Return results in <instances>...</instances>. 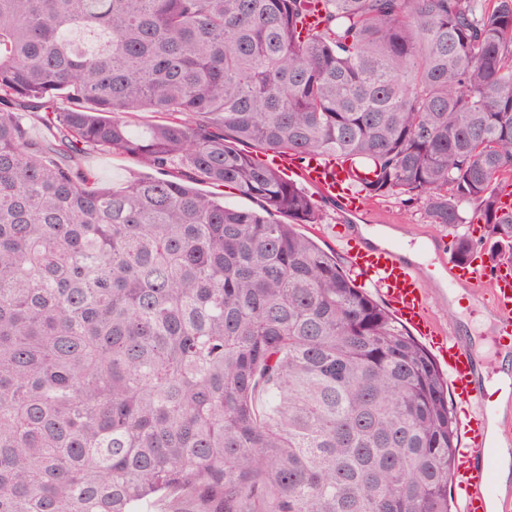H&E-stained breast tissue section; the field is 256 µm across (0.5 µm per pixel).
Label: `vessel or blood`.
<instances>
[{
    "instance_id": "obj_1",
    "label": "vessel or blood",
    "mask_w": 512,
    "mask_h": 512,
    "mask_svg": "<svg viewBox=\"0 0 512 512\" xmlns=\"http://www.w3.org/2000/svg\"><path fill=\"white\" fill-rule=\"evenodd\" d=\"M270 162L296 174L321 196L335 202L340 212L353 217L363 212L364 198L348 186V164L335 157L321 156L299 165L294 157L283 154L272 156ZM346 258L357 276L376 288L407 327L442 345L451 393L459 404L469 408L465 418L458 422L461 447L455 481L466 492L462 512H491L497 501L512 512V500L502 498L495 481L496 458L491 449L495 443L512 444V420L501 417L498 405L481 381V353L467 350L455 337L446 335L433 319L421 267L409 260L399 245L389 243L374 248L362 242L349 246ZM440 261L448 272L447 288L462 286L476 296H491L498 334L511 336L512 269L505 267L490 275L481 264L472 261L462 263L445 255Z\"/></svg>"
}]
</instances>
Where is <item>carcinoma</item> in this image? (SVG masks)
<instances>
[{
  "instance_id": "carcinoma-1",
  "label": "carcinoma",
  "mask_w": 512,
  "mask_h": 512,
  "mask_svg": "<svg viewBox=\"0 0 512 512\" xmlns=\"http://www.w3.org/2000/svg\"><path fill=\"white\" fill-rule=\"evenodd\" d=\"M256 151L512 265V0H0V512H450L448 380ZM81 163L99 182L113 187L124 186L137 178L162 177L155 170L144 167L137 158L124 154L89 151Z\"/></svg>"
}]
</instances>
